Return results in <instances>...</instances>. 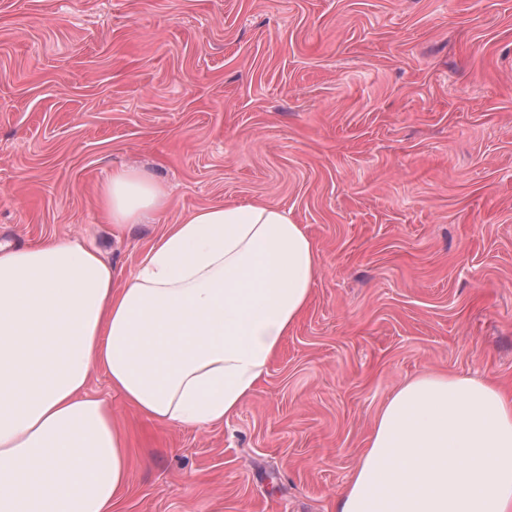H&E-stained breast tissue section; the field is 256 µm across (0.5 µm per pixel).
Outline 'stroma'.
<instances>
[{"label": "stroma", "mask_w": 512, "mask_h": 512, "mask_svg": "<svg viewBox=\"0 0 512 512\" xmlns=\"http://www.w3.org/2000/svg\"><path fill=\"white\" fill-rule=\"evenodd\" d=\"M134 165L167 211L113 236ZM266 202L318 248L311 303L200 432L109 399L114 512H336L406 378L512 392V0H0V240L94 244L131 277L167 225Z\"/></svg>", "instance_id": "obj_1"}]
</instances>
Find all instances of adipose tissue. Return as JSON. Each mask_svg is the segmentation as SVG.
Listing matches in <instances>:
<instances>
[{
    "label": "adipose tissue",
    "mask_w": 512,
    "mask_h": 512,
    "mask_svg": "<svg viewBox=\"0 0 512 512\" xmlns=\"http://www.w3.org/2000/svg\"><path fill=\"white\" fill-rule=\"evenodd\" d=\"M113 234L167 210L147 171L100 187ZM320 253L286 210L201 208L168 225L117 284L92 244L0 242V512H112L127 484L123 428L87 391L162 426L205 429L243 407L308 308ZM338 512H512V396L424 373L377 414Z\"/></svg>",
    "instance_id": "adipose-tissue-1"
}]
</instances>
